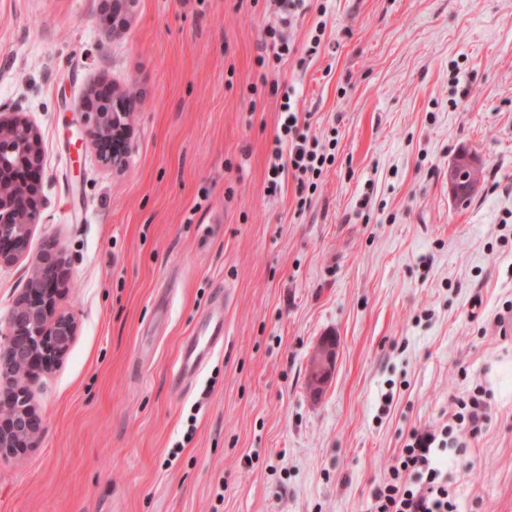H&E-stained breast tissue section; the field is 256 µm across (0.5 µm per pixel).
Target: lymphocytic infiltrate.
Listing matches in <instances>:
<instances>
[{
  "label": "lymphocytic infiltrate",
  "instance_id": "obj_1",
  "mask_svg": "<svg viewBox=\"0 0 512 512\" xmlns=\"http://www.w3.org/2000/svg\"><path fill=\"white\" fill-rule=\"evenodd\" d=\"M280 15L279 25L267 26L262 47L275 60L290 54V40L283 31L296 15L306 8V0H271ZM295 86L283 92L280 132L274 140L269 172L280 177L285 167L299 174L320 178L333 156L316 152L308 144V132L299 126V117L293 107ZM456 406L454 426L444 427V439L426 430H412L403 448H400L389 476L371 490L370 512H457V505L448 487V468L452 458L448 453L447 435L460 430L478 436L490 420L491 404L482 387H474L466 395L454 397Z\"/></svg>",
  "mask_w": 512,
  "mask_h": 512
}]
</instances>
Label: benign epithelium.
Listing matches in <instances>:
<instances>
[{
  "instance_id": "obj_1",
  "label": "benign epithelium",
  "mask_w": 512,
  "mask_h": 512,
  "mask_svg": "<svg viewBox=\"0 0 512 512\" xmlns=\"http://www.w3.org/2000/svg\"><path fill=\"white\" fill-rule=\"evenodd\" d=\"M132 94L112 88L110 94L88 106L86 121L92 140L102 150L104 165L120 169L127 154L125 132L134 107ZM42 165L38 129L21 113L0 107V265L11 264L25 253L40 221V204L33 184L16 176L19 167L37 170ZM480 164L458 153L448 165V189L453 199L473 195L481 186ZM66 262L58 243L46 241L31 268L26 288L0 321V460L37 447L41 416L31 403L30 378L38 370L60 364L76 336L75 320L57 312L65 291ZM336 342L322 340L308 362L310 390L321 393L333 377Z\"/></svg>"
}]
</instances>
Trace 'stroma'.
I'll return each mask as SVG.
<instances>
[{
	"label": "stroma",
	"instance_id": "obj_1",
	"mask_svg": "<svg viewBox=\"0 0 512 512\" xmlns=\"http://www.w3.org/2000/svg\"><path fill=\"white\" fill-rule=\"evenodd\" d=\"M0 0V105L41 134V218L0 266V318L46 239L77 333L30 383L38 447L0 461V512H367L411 429L482 384L492 420L448 469L458 512H512V0H313L257 64L268 0ZM307 68L296 66L313 37ZM295 85L315 192L268 181ZM138 93L124 169L80 106ZM480 161L465 204L460 151ZM224 313V348L175 382ZM337 342L320 394L309 357ZM480 164L471 156L459 152L448 165V189L453 199L472 196L481 186Z\"/></svg>",
	"mask_w": 512,
	"mask_h": 512
}]
</instances>
